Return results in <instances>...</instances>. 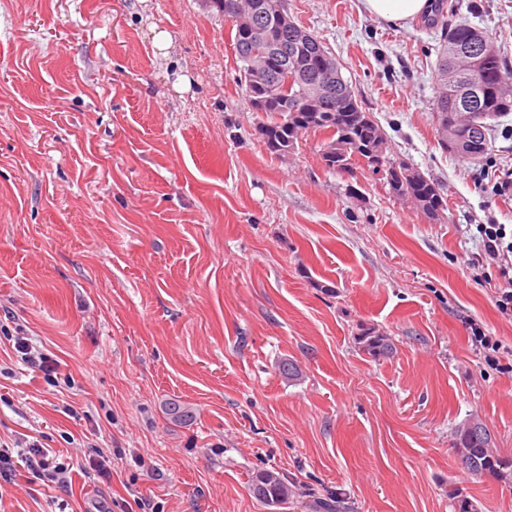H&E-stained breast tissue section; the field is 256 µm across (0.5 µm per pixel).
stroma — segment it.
Wrapping results in <instances>:
<instances>
[{"instance_id":"stroma-1","label":"stroma","mask_w":512,"mask_h":512,"mask_svg":"<svg viewBox=\"0 0 512 512\" xmlns=\"http://www.w3.org/2000/svg\"><path fill=\"white\" fill-rule=\"evenodd\" d=\"M512 63V0H449ZM340 63L387 154L437 184L431 218L363 171L328 170L327 133L285 155L238 83L209 0H0V326L72 376H33L0 335V445L32 441L66 489L0 477V512H274L267 467L341 490L350 512H512V484L469 473V415L512 454V370H490L464 318L512 345L477 225L512 228V113L477 161L435 137L439 27L361 0H287ZM391 336L373 358L360 326ZM294 361L297 377L282 375ZM194 418L166 413L169 399ZM104 452L105 476L84 448Z\"/></svg>"}]
</instances>
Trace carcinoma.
<instances>
[{
    "label": "carcinoma",
    "instance_id": "carcinoma-1",
    "mask_svg": "<svg viewBox=\"0 0 512 512\" xmlns=\"http://www.w3.org/2000/svg\"><path fill=\"white\" fill-rule=\"evenodd\" d=\"M445 0H436L431 4V15L427 20L433 25L442 27L441 45L437 52L436 72L438 87L433 100V112L436 114L437 124L451 116L453 119L463 118L468 122L465 132L468 133L467 143L458 145L457 134L448 133L447 140L438 141V146L447 153H452L471 160L480 159L487 150V120L512 112V94L504 98L500 90L512 87V68L503 60L493 41L483 32L468 24H448L444 14ZM278 43L288 49V63H278L279 69L274 71L273 79L277 93L287 99L300 96L303 87L289 82V71L302 67H311L321 57L329 52L314 36L304 41L296 38L293 27L278 29ZM233 45L239 61L251 53L262 49V45L249 42L237 28L231 29ZM472 52L481 60L488 72L486 90L477 99L465 94L468 89L470 67L464 65V53ZM457 77L463 93L450 97L443 92V82L448 73ZM266 111L269 112L271 125L277 130L281 145L289 150L295 148L298 136L296 130L303 124L289 123L281 119L278 100L269 101ZM311 131H324L330 134L331 140L327 147L339 151L337 158L325 161V166L332 170L351 171L355 166L361 165L359 157L353 151L347 150L344 144L346 130L336 122V118L324 117L309 127ZM355 139L365 142L375 138H384L378 123L368 119L366 124L352 130ZM418 189L425 193H433L426 200V211L433 217L439 216L438 206L442 205V198L437 185L433 180L421 177ZM357 341L360 348L374 358H384L395 349L391 337L374 328H359ZM454 448L466 470L475 476H487L503 483L512 482V456L502 454L494 448L491 432L487 425L476 415L471 416L455 431ZM250 491L261 503L270 507H281L290 504L295 499H308L307 506L318 512H346L344 498L341 493L329 491L324 497H318L308 489L296 485L275 469L259 468L252 472L250 478Z\"/></svg>",
    "mask_w": 512,
    "mask_h": 512
}]
</instances>
